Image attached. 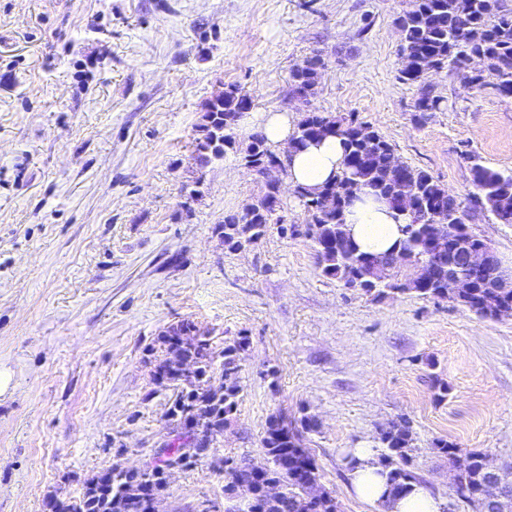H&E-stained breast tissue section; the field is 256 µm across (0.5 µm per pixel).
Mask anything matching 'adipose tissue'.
Here are the masks:
<instances>
[{
    "instance_id": "1",
    "label": "adipose tissue",
    "mask_w": 512,
    "mask_h": 512,
    "mask_svg": "<svg viewBox=\"0 0 512 512\" xmlns=\"http://www.w3.org/2000/svg\"><path fill=\"white\" fill-rule=\"evenodd\" d=\"M241 127L259 125L268 144L288 152V181L292 186L316 188L337 176L342 168L343 145L340 138L327 137L310 143L298 152L287 146L295 133V120L285 112H266L260 118L243 115ZM347 231L361 251L372 254L390 252L402 237L407 224L405 213L376 201L374 191L365 187L344 212ZM350 491L370 505L374 512H443L444 502L423 484L410 481L399 495H392L388 471L375 448H351L344 460Z\"/></svg>"
}]
</instances>
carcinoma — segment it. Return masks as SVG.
<instances>
[{
    "instance_id": "cac0c4a2",
    "label": "carcinoma",
    "mask_w": 512,
    "mask_h": 512,
    "mask_svg": "<svg viewBox=\"0 0 512 512\" xmlns=\"http://www.w3.org/2000/svg\"><path fill=\"white\" fill-rule=\"evenodd\" d=\"M402 30V68L400 78L418 88L415 108L425 119L428 112L440 109L442 98L433 94L428 74L440 69L462 72L470 56L479 57L485 73L464 76L474 88L492 85L503 98H512V8L505 0H414L412 11L398 20ZM320 58L312 57L292 73L290 94L308 99L321 79ZM252 107V100L236 85H228L203 105L201 121L194 141L195 160L202 169L224 159L232 152L241 160L257 164V176L263 177L262 163L279 156L266 138L252 133L237 140L235 130L242 114ZM327 136L342 139L344 168L331 184L310 191L296 190L307 213L305 237L314 247L321 274L337 279L345 286L358 287L377 297L387 292L414 291L426 298L452 300L481 317H497L500 307H512V290L505 294L486 288V282L499 274L492 266L476 278V288L461 296L448 289V263L434 261V242L444 241L448 252L457 246L456 224H464L460 204L428 172L406 166L402 178L392 172L395 150L379 132L352 118H337L323 112H305L296 124L290 146L302 148ZM473 181L480 191L476 202L503 224H512V172L505 174L475 162ZM410 186V200L402 211L409 222L402 227L403 239L399 258L391 254L374 255L360 251L348 239L344 207L363 186H370L379 196L390 200L400 192V181ZM282 208L279 187L264 180V193L241 211L224 216L215 232L224 249L238 252L256 243L266 233L273 217ZM380 265L384 279L366 277L370 264ZM412 266L414 273L405 281L398 279L399 269ZM196 326L189 319L170 325L160 333L162 355L169 353L185 362L187 372H174L166 382H156L173 390L174 399L166 412L169 421L165 455L179 454L182 467L188 468L207 457L215 439L237 412L242 386L241 354L249 347V338L238 336L224 342L216 351L209 333L202 332L197 343L179 346L174 343L183 330ZM222 358L216 362V358ZM316 420L304 415L292 422L280 416L269 419L261 441L269 468L253 478L249 463L236 464L225 471L227 499L238 496L237 483L267 479L280 485V496L269 502H243L225 512H338L335 497L318 482L317 466L303 447V434L317 429ZM383 452L380 459L390 468L393 490L402 489L409 480L420 481L409 469L412 434L409 427L394 423L380 433ZM472 466L466 472H453L452 486L456 497L482 512L483 497L496 495L512 498V468L505 471L490 464L483 453L470 454ZM157 470L134 473L114 463L85 482L81 494L67 502L63 512H148L150 498L161 497L166 490Z\"/></svg>"
}]
</instances>
